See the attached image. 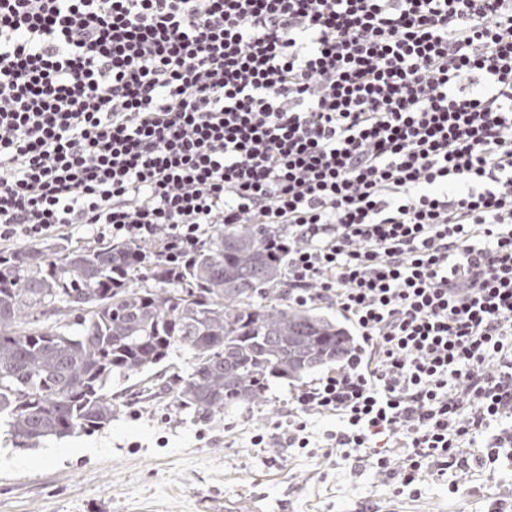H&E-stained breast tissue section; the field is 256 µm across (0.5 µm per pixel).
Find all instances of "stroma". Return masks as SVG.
Returning <instances> with one entry per match:
<instances>
[{
  "instance_id": "obj_1",
  "label": "stroma",
  "mask_w": 512,
  "mask_h": 512,
  "mask_svg": "<svg viewBox=\"0 0 512 512\" xmlns=\"http://www.w3.org/2000/svg\"><path fill=\"white\" fill-rule=\"evenodd\" d=\"M317 378L274 379L263 400L212 419L180 409L171 395L147 399V377L113 380L119 407L92 433L14 448L0 428V512H224L225 498L251 512H488L512 505V467H472L458 479L426 477L417 497L399 496L370 462L325 447L336 417L309 419L313 450L257 448L255 434H277L291 395Z\"/></svg>"
}]
</instances>
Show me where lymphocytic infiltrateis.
Masks as SVG:
<instances>
[{
	"label": "lymphocytic infiltrate",
	"instance_id": "obj_1",
	"mask_svg": "<svg viewBox=\"0 0 512 512\" xmlns=\"http://www.w3.org/2000/svg\"><path fill=\"white\" fill-rule=\"evenodd\" d=\"M94 226L176 270L274 227L357 336L286 443L418 495L512 459V0H0V260Z\"/></svg>",
	"mask_w": 512,
	"mask_h": 512
}]
</instances>
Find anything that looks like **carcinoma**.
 Wrapping results in <instances>:
<instances>
[{
  "label": "carcinoma",
  "mask_w": 512,
  "mask_h": 512,
  "mask_svg": "<svg viewBox=\"0 0 512 512\" xmlns=\"http://www.w3.org/2000/svg\"><path fill=\"white\" fill-rule=\"evenodd\" d=\"M271 227L222 228L173 275L143 246H30L0 267V425L16 448L112 422V379L146 375L174 349L188 373L165 382L209 417L257 402L273 378L344 360L349 331L288 301Z\"/></svg>",
  "instance_id": "obj_1"
}]
</instances>
